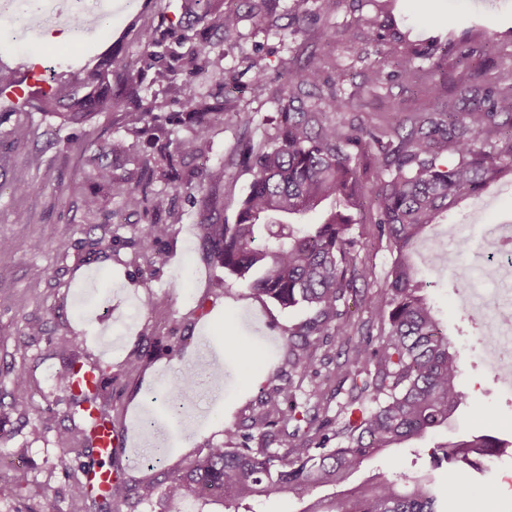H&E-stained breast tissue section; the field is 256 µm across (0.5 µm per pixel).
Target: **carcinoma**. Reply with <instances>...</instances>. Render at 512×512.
<instances>
[{
    "instance_id": "carcinoma-1",
    "label": "carcinoma",
    "mask_w": 512,
    "mask_h": 512,
    "mask_svg": "<svg viewBox=\"0 0 512 512\" xmlns=\"http://www.w3.org/2000/svg\"><path fill=\"white\" fill-rule=\"evenodd\" d=\"M225 2L183 0L177 26L185 21L208 23L228 38L237 33L241 16ZM243 2L260 20L272 18L276 11L277 0ZM186 41L183 35L163 52L141 56L140 67L128 68L116 93L108 67L73 74L49 86L41 110L62 109L65 122L84 125L112 110L114 98H122L128 103V130L138 135L160 119L154 103L141 96V69L155 70L156 81L167 84L184 77L189 89L183 100L184 121L192 137L176 141L172 152L163 148L155 156H142L141 176L152 179L159 164L173 167L174 154H195L216 125L251 123V118L228 109L224 93L211 102L192 91V81L204 72L222 90L237 76L222 65L209 43L186 49ZM320 77L317 63L310 59L286 69L277 98L276 132L247 149L252 180L235 222L212 223L214 209L209 208L204 224L206 254L214 262L280 306L310 311L297 331L283 337L288 380L278 384L282 375L272 373L275 385L260 397L259 413L251 423L225 427L224 442L206 449L183 470L163 472L159 479L132 487L115 480L108 491L112 501H190L192 512H207L206 506L219 503L224 512H254L253 501L292 495L301 505L299 512H448L454 485L437 481L434 471L446 464L483 477L491 460L503 453L500 441L491 435H461L434 447L430 469L415 478L400 481L375 473L356 485L349 483L378 455L448 427V420L466 403L456 385L459 354L422 294L420 269L409 251L461 197L478 193L500 175L502 155L512 158V93L474 87L459 100L442 101L438 120L427 110L410 118L408 126L381 129L360 123L345 128L327 121V114L345 111L348 102L310 92ZM485 131L499 136L501 149L476 146ZM372 143L380 155L373 166L361 169L349 148ZM370 169L374 226L396 252L384 287L375 291L357 286L368 273L356 267L353 236L363 206V175ZM95 179L128 207L147 203L156 212L164 209V197L149 198L138 187L113 179L106 165L97 167ZM222 182L224 167L205 168L186 192L206 203L207 188ZM316 210L322 212V221L305 223V216ZM82 233L91 253L106 241L107 230L97 225H86ZM133 234V246L147 261L168 236L169 225L151 223L133 229ZM351 300L367 312L356 324L345 318ZM333 336L345 339L343 349L335 355L318 354L331 345ZM88 370L99 382L75 385ZM323 370L326 380L335 382L331 396L325 397L318 386L302 393L301 382ZM11 373L15 392L7 408L21 420L37 406L28 396L25 367L15 365ZM54 381L70 392L71 426L57 432V444L69 451L93 445L90 414L109 420L112 377L74 354ZM194 389V379L183 378L166 393L171 407L181 408ZM274 443L278 447H272Z\"/></svg>"
}]
</instances>
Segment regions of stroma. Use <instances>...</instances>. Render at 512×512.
I'll return each instance as SVG.
<instances>
[{
	"mask_svg": "<svg viewBox=\"0 0 512 512\" xmlns=\"http://www.w3.org/2000/svg\"><path fill=\"white\" fill-rule=\"evenodd\" d=\"M385 3L391 9L388 44L379 43L376 28L368 24ZM181 4L135 0L129 11L113 15L110 26L83 38L78 53L70 42L50 41L45 32L18 43L0 23V67L14 80L13 87L0 91V237L18 244L0 251V367L12 360L23 364L28 393L40 407L26 425L10 415L0 427L8 438V450L0 454V512H110L97 507L99 491L82 501L71 497L70 476L97 462L94 449L69 453L56 445V432L67 426L69 411L68 392L56 389L52 379L69 356L60 336L76 337L89 359L112 375V428L125 441L113 455L112 468L130 484L152 477L141 463L144 457L158 458L160 469H177L223 442L225 426L249 423L262 389L269 386L270 368L287 370L280 341L308 318V311L281 308L209 263L201 206L183 189L201 169L225 165L223 184L207 194L222 222L234 223L251 182L244 146L275 132L279 67L314 56L321 66L322 94L334 93L349 103L336 115L343 124H393L476 83L512 88V0H482L476 9L464 0H337L330 17L323 15L320 0H279L273 26L247 16L229 39L198 26L188 30V37L213 44L224 67L239 73L240 88L228 105L250 116L251 123L217 127L196 155L176 159V178L153 180L148 192L166 197L165 210H134L113 198L109 187L95 179V169L108 164L115 179L136 183L138 155L190 137L188 125L168 121L183 109L178 87L156 83L153 71L144 73L142 94L156 100L163 122L137 137L127 130L123 103L78 126L42 112L40 100L48 78L94 69L106 56L117 75L144 53L163 51ZM294 25L298 34L282 36L283 27ZM326 29L331 32L327 38L322 35ZM468 47L476 50L470 59L461 55ZM413 49L422 56L410 77L401 72L398 59ZM256 60L267 67L266 81L256 78ZM372 64L379 71L373 85L365 79ZM99 142L108 144L106 156L98 155ZM21 181L30 184V191L13 193ZM90 195L98 199L91 213L83 206ZM479 199L481 211L463 197L447 223L438 226L442 232L451 223L465 228L462 241L451 246L457 265L473 263L488 227L512 225L511 183L485 186ZM375 209L373 197H366L354 231L357 262L368 271L370 289L383 287L393 257L372 224ZM153 222L168 224L170 232L147 262L130 238L133 227ZM83 224L109 225L117 236L111 249L88 254L78 231ZM33 239L41 241V250H26ZM455 274V268L446 267L440 277L427 278L424 294L460 354L459 387L467 403L448 429L376 457L356 480L378 472L418 476L436 443L462 433L489 434L512 448V397L498 392L494 372L479 356L486 317L463 305L453 288ZM33 321L42 323L43 334L16 345L15 336ZM242 345L251 350L249 361L238 356ZM137 353L143 356L141 368L125 371L123 362ZM187 376L195 379V390L184 409L172 413L156 392ZM19 466L28 474L22 489L13 482ZM499 467L491 463L482 490L470 475L439 471V478H451L455 485V512H512V493L498 484Z\"/></svg>",
	"mask_w": 512,
	"mask_h": 512,
	"instance_id": "1",
	"label": "stroma"
}]
</instances>
